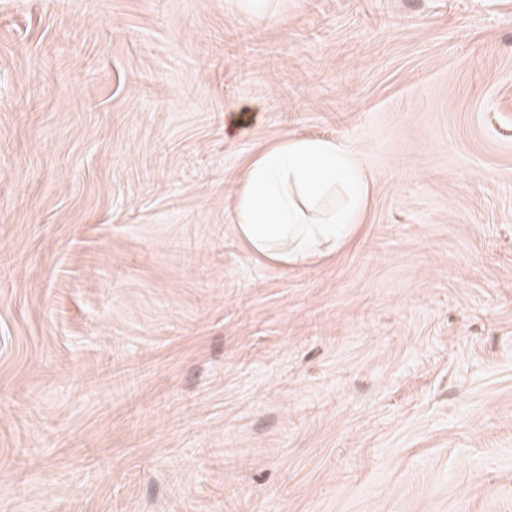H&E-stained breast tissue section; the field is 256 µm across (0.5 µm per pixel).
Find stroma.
<instances>
[{"label":"stroma","instance_id":"35a3bbf8","mask_svg":"<svg viewBox=\"0 0 512 512\" xmlns=\"http://www.w3.org/2000/svg\"><path fill=\"white\" fill-rule=\"evenodd\" d=\"M295 137L374 189L288 269ZM0 512H512V0H0ZM340 188L345 202L320 219L310 207ZM372 180L335 142L290 138L250 160L234 200L239 238L256 255L285 265L322 258L363 224Z\"/></svg>","mask_w":512,"mask_h":512}]
</instances>
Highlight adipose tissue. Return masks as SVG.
I'll return each mask as SVG.
<instances>
[{"instance_id":"obj_1","label":"adipose tissue","mask_w":512,"mask_h":512,"mask_svg":"<svg viewBox=\"0 0 512 512\" xmlns=\"http://www.w3.org/2000/svg\"><path fill=\"white\" fill-rule=\"evenodd\" d=\"M372 180L334 142L290 138L250 160L234 200L239 238L286 265L322 258L365 220Z\"/></svg>"}]
</instances>
